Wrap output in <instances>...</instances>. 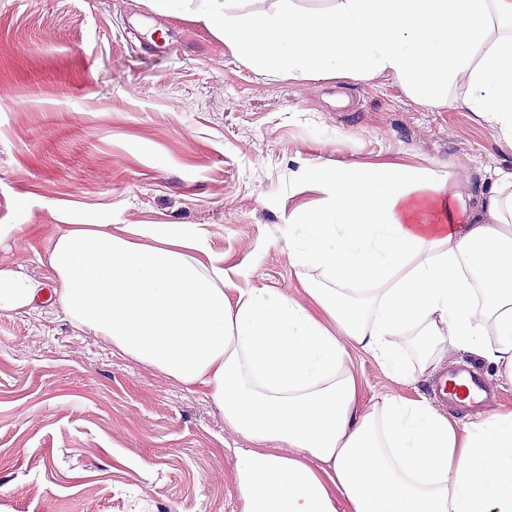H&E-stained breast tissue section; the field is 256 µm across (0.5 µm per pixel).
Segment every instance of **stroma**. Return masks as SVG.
Segmentation results:
<instances>
[{"mask_svg":"<svg viewBox=\"0 0 512 512\" xmlns=\"http://www.w3.org/2000/svg\"><path fill=\"white\" fill-rule=\"evenodd\" d=\"M161 29L174 49L141 46ZM402 163L512 170V149L473 113L431 107L399 80L285 73L243 63L202 26L145 0H0V265L56 286L46 251L58 225L202 224L241 288L301 303L318 272L288 258L289 212L319 205L310 163ZM364 398L443 402L437 380L401 384L359 349ZM512 410V380L456 351ZM247 440L212 399L111 341L77 328L58 303L0 312V512H241L235 483Z\"/></svg>","mask_w":512,"mask_h":512,"instance_id":"obj_1","label":"stroma"}]
</instances>
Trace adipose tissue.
<instances>
[{"instance_id": "adipose-tissue-1", "label": "adipose tissue", "mask_w": 512, "mask_h": 512, "mask_svg": "<svg viewBox=\"0 0 512 512\" xmlns=\"http://www.w3.org/2000/svg\"><path fill=\"white\" fill-rule=\"evenodd\" d=\"M201 23L270 73L395 76L419 102L474 113L512 148V0H148ZM317 208L288 217L289 257L320 271L302 304L263 289L229 301L224 262L200 224H91L50 241L65 314L117 349L204 391L247 438L242 512H512V411L457 425L427 400H362L347 348L396 382L437 373L449 349L512 378V171L483 180L459 219L457 172L317 163ZM42 283L0 267V311L32 307Z\"/></svg>"}]
</instances>
